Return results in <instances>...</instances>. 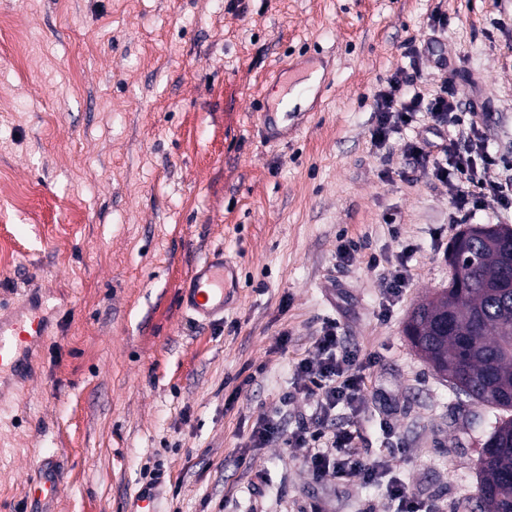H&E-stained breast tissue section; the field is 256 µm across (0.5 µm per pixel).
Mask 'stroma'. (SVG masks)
I'll use <instances>...</instances> for the list:
<instances>
[{
	"label": "stroma",
	"instance_id": "stroma-1",
	"mask_svg": "<svg viewBox=\"0 0 512 512\" xmlns=\"http://www.w3.org/2000/svg\"><path fill=\"white\" fill-rule=\"evenodd\" d=\"M440 55L463 61L452 81ZM408 68L458 112L483 104L476 132L512 163V0H0V178L28 193L0 192V314L35 292L49 322L29 377L0 380V512L41 468L59 478L45 512H127L148 484L158 512H394L386 482L317 481L306 449L246 446L267 416L313 426L295 365L331 319L373 361L363 412L336 424L372 457L390 425L392 476L480 512L498 412L460 405L403 331L451 277L448 187L403 157L410 131L370 141L375 91ZM294 93L269 140L260 109ZM218 249L224 316L197 322L180 290Z\"/></svg>",
	"mask_w": 512,
	"mask_h": 512
}]
</instances>
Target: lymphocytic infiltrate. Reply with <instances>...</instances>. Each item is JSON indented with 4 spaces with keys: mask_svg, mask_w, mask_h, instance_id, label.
Masks as SVG:
<instances>
[{
    "mask_svg": "<svg viewBox=\"0 0 512 512\" xmlns=\"http://www.w3.org/2000/svg\"><path fill=\"white\" fill-rule=\"evenodd\" d=\"M374 103L376 124L371 131V141L379 149L387 145L392 133L412 127L421 113L430 115L433 124L429 131L436 135L441 134L443 128L459 123L456 105L449 100L447 87L426 94L410 75L400 74L391 79L386 88L376 93ZM402 151L447 185L454 211L474 208L484 194L493 196L504 208L512 207V178L487 179V169L498 165L499 160L480 140H470L465 151L452 147L438 157L432 154L428 139L417 136L405 141ZM364 368L359 353L345 345L339 321L326 322L314 341L312 352L296 366L302 389L316 399L315 427L301 429L289 436L287 442L307 449L306 463L314 479L331 476L365 485L384 479L388 482L390 497L399 503V512H421L409 487L402 480L388 477L383 457L372 458L359 451L358 430L328 426L337 408L354 413L363 410Z\"/></svg>",
    "mask_w": 512,
    "mask_h": 512,
    "instance_id": "lymphocytic-infiltrate-1",
    "label": "lymphocytic infiltrate"
}]
</instances>
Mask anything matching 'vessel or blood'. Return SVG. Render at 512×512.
<instances>
[{
  "label": "vessel or blood",
  "instance_id": "obj_1",
  "mask_svg": "<svg viewBox=\"0 0 512 512\" xmlns=\"http://www.w3.org/2000/svg\"><path fill=\"white\" fill-rule=\"evenodd\" d=\"M226 273L223 252L213 251L196 269L189 288L184 290L183 306L208 321L223 313ZM45 336L39 306H32L25 316L16 319L0 318V376L23 374L29 350L40 346Z\"/></svg>",
  "mask_w": 512,
  "mask_h": 512
}]
</instances>
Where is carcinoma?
<instances>
[{
	"label": "carcinoma",
	"mask_w": 512,
	"mask_h": 512,
	"mask_svg": "<svg viewBox=\"0 0 512 512\" xmlns=\"http://www.w3.org/2000/svg\"><path fill=\"white\" fill-rule=\"evenodd\" d=\"M448 247V287L418 304L412 348L457 395L508 415L495 420L478 457L483 512H512V227L483 224Z\"/></svg>",
	"instance_id": "cac0c4a2"
}]
</instances>
